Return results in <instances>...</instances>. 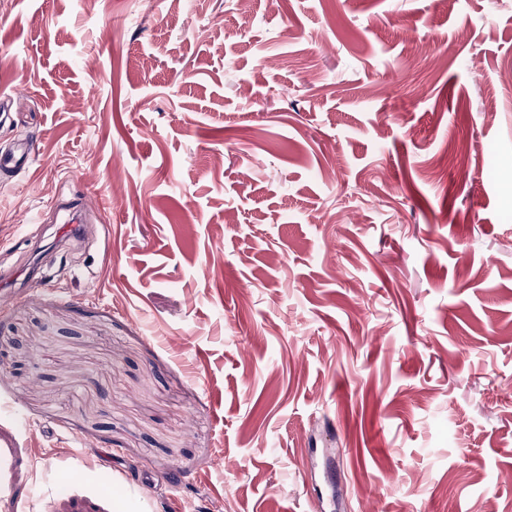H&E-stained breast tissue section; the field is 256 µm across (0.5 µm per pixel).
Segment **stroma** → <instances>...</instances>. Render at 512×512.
I'll use <instances>...</instances> for the list:
<instances>
[{
  "instance_id": "1",
  "label": "stroma",
  "mask_w": 512,
  "mask_h": 512,
  "mask_svg": "<svg viewBox=\"0 0 512 512\" xmlns=\"http://www.w3.org/2000/svg\"><path fill=\"white\" fill-rule=\"evenodd\" d=\"M1 15L0 512H512V0ZM37 158L36 147L33 142H24L21 147V153L18 158L15 156H1V169L24 168L31 166ZM65 205L64 210L68 212V218L61 228L60 235L67 237L66 239H77L82 233L83 225L81 221L74 220L73 216L86 211L89 208L88 202L78 195L71 198Z\"/></svg>"
}]
</instances>
